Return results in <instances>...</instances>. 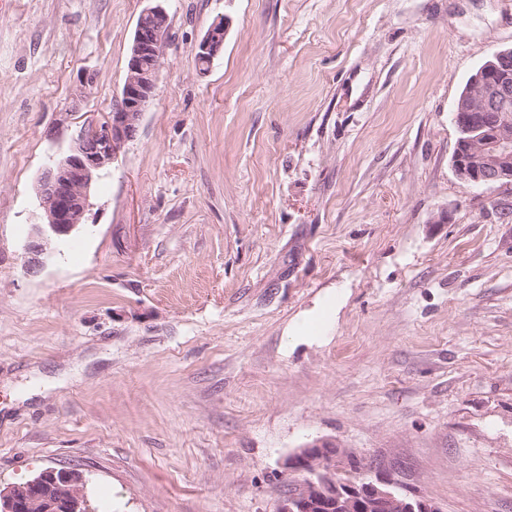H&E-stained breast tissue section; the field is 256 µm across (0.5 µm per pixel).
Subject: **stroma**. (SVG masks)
<instances>
[{
	"mask_svg": "<svg viewBox=\"0 0 512 512\" xmlns=\"http://www.w3.org/2000/svg\"><path fill=\"white\" fill-rule=\"evenodd\" d=\"M152 4L0 0V489L65 466L112 512H275L330 440L512 512V185L451 163L512 0H163L135 138L27 274L37 180L118 103ZM220 21L221 24H219ZM229 23L230 22L227 17H224V19H216L197 46V51H199L201 55L210 58V64L213 63V60L219 55L223 48L224 38L227 34ZM199 53H196V61L199 65L204 66V61L202 58H199Z\"/></svg>",
	"mask_w": 512,
	"mask_h": 512,
	"instance_id": "1",
	"label": "stroma"
}]
</instances>
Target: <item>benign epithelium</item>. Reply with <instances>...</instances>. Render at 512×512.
I'll list each match as a JSON object with an SVG mask.
<instances>
[{"label": "benign epithelium", "instance_id": "1", "mask_svg": "<svg viewBox=\"0 0 512 512\" xmlns=\"http://www.w3.org/2000/svg\"><path fill=\"white\" fill-rule=\"evenodd\" d=\"M229 19L214 22L197 51L215 59L224 45ZM168 38V15L156 5L140 14L127 61L121 98L100 122L83 123L67 155L52 159L39 181L44 222L32 227L22 242L23 267L40 273L67 237L83 225L90 210V189L100 172L118 160L133 140L143 113L155 96L158 73ZM512 47L497 50L471 76L469 91L480 105L469 109L458 100L454 123L469 135L477 155L453 154L457 177L474 186L512 184ZM493 125L486 124L488 116ZM285 468L302 476L280 501L276 512H442L431 499L410 496L380 466L350 457L332 441L308 443L290 454ZM55 487L58 496L43 495ZM82 473L71 467L51 468L20 487L0 491V512H79L84 498Z\"/></svg>", "mask_w": 512, "mask_h": 512}]
</instances>
